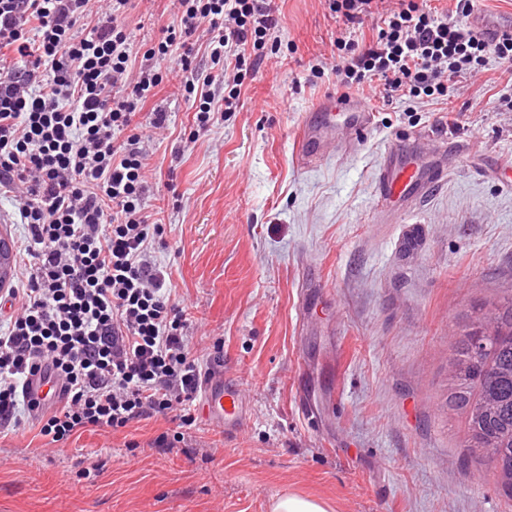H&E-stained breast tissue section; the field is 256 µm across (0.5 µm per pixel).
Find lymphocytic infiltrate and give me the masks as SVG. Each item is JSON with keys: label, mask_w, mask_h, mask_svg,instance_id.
<instances>
[{"label": "lymphocytic infiltrate", "mask_w": 512, "mask_h": 512, "mask_svg": "<svg viewBox=\"0 0 512 512\" xmlns=\"http://www.w3.org/2000/svg\"><path fill=\"white\" fill-rule=\"evenodd\" d=\"M97 0H0V194L19 202L18 275L0 331V431L22 413L40 433L66 441L81 428L112 433L154 416L192 426L191 406L211 372L190 346L186 306L175 303L147 259L163 228L144 203L149 158L142 127L164 128L152 107L172 80L159 66L176 57L178 91L193 100L198 130L242 106L241 87L282 47L272 0H174L175 21L143 45L131 69L130 34ZM375 39L336 43L345 90L383 80L387 93L444 94L458 77L479 79L488 56L512 63V35L486 40L466 22L396 0ZM210 34L215 98L198 86L190 38ZM54 374L65 399L40 409L29 375Z\"/></svg>", "instance_id": "1"}]
</instances>
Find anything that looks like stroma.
I'll return each mask as SVG.
<instances>
[{
  "label": "stroma",
  "instance_id": "stroma-1",
  "mask_svg": "<svg viewBox=\"0 0 512 512\" xmlns=\"http://www.w3.org/2000/svg\"><path fill=\"white\" fill-rule=\"evenodd\" d=\"M292 43L241 90L240 111L196 132L190 102L159 93L165 129H143L146 207L165 228L151 260L196 322L201 358L221 351L245 396L234 434L196 420L171 448L163 417L48 444L23 418L0 438V512H271L285 493L332 512H512L448 410L454 333L512 292V112L506 62L439 99L359 95L373 124L357 145L305 166L295 144L340 96L325 61L370 40L327 0H273ZM133 47L171 24L170 0H129ZM436 171L412 201L376 206L388 148Z\"/></svg>",
  "mask_w": 512,
  "mask_h": 512
}]
</instances>
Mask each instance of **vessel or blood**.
<instances>
[{
    "instance_id": "obj_1",
    "label": "vessel or blood",
    "mask_w": 512,
    "mask_h": 512,
    "mask_svg": "<svg viewBox=\"0 0 512 512\" xmlns=\"http://www.w3.org/2000/svg\"><path fill=\"white\" fill-rule=\"evenodd\" d=\"M471 21L479 33L490 40L506 32L512 33V15L479 12L472 16ZM317 110L321 114L320 122L305 125L297 141L299 159L305 164L322 161L335 152L337 127H344L350 136L357 137L369 128L372 121L369 109L352 98H325ZM424 184L422 173L411 165L399 168L384 165L376 179L379 194L385 198L417 193ZM27 391L42 403L51 405L58 399L59 384L54 377L42 371L31 377ZM203 410L209 423L220 427L239 425L242 412L240 392L235 385L225 383L223 372H215L205 381Z\"/></svg>"
}]
</instances>
